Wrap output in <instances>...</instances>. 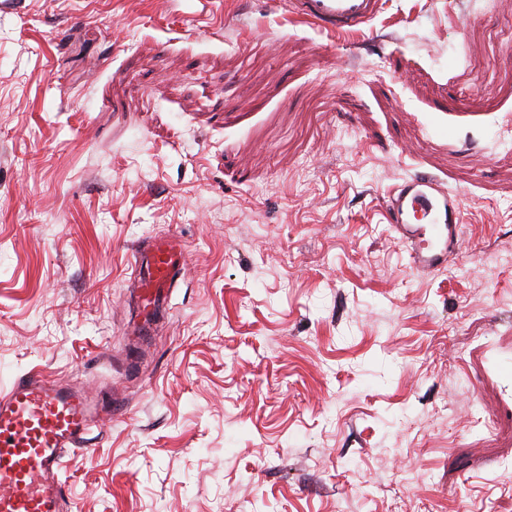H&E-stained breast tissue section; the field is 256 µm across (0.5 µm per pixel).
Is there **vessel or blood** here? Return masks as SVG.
<instances>
[{"label":"vessel or blood","mask_w":512,"mask_h":512,"mask_svg":"<svg viewBox=\"0 0 512 512\" xmlns=\"http://www.w3.org/2000/svg\"><path fill=\"white\" fill-rule=\"evenodd\" d=\"M320 30L347 33L369 24L381 0H273ZM461 198L437 179L420 175L389 193V222L412 267L434 272L460 248ZM185 251L172 235L151 238L133 251L136 320L132 339L148 335L171 288L184 273ZM120 416L115 401L100 403L81 387L29 372L0 392V512H62L59 474L70 450L92 445L91 423L100 408Z\"/></svg>","instance_id":"b4317fda"}]
</instances>
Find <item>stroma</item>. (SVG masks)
<instances>
[{"mask_svg": "<svg viewBox=\"0 0 512 512\" xmlns=\"http://www.w3.org/2000/svg\"><path fill=\"white\" fill-rule=\"evenodd\" d=\"M214 2L0 0V388L125 405L71 512H512V0L344 35ZM419 173L464 192L432 273L385 211ZM167 232L136 358L131 251Z\"/></svg>", "mask_w": 512, "mask_h": 512, "instance_id": "stroma-1", "label": "stroma"}]
</instances>
